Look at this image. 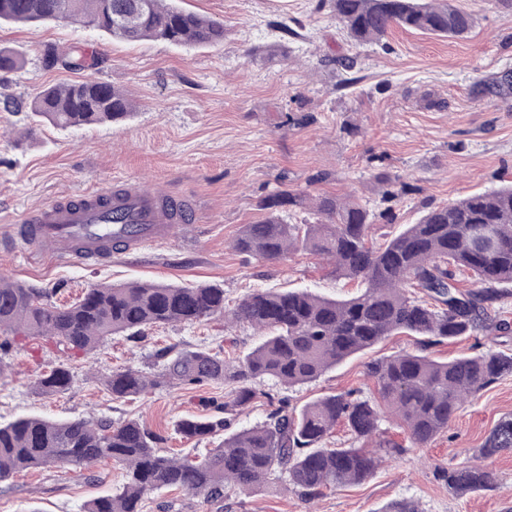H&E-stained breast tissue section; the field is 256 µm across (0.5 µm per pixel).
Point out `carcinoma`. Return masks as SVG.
<instances>
[{"label": "carcinoma", "mask_w": 512, "mask_h": 512, "mask_svg": "<svg viewBox=\"0 0 512 512\" xmlns=\"http://www.w3.org/2000/svg\"><path fill=\"white\" fill-rule=\"evenodd\" d=\"M330 8L358 44L377 43L395 26L443 38L462 37L473 27L455 0H330ZM60 20H80L127 43H224V23L167 0H0V23ZM42 62L73 71L98 65L79 49L63 54L53 46L44 50ZM0 107H25L33 121L61 129L125 121L136 109L124 92L92 78L47 86L26 103L5 95ZM372 178L385 205L379 212L351 196H312L284 183L260 201L263 217L243 225L232 241L235 251L267 261L301 249L325 256L336 278L359 285L344 298L306 289H256L230 304L217 285L130 283L92 284L61 305L45 289L1 278L0 332L52 339L71 352L89 354L114 335L139 342L154 328L214 318L227 326L247 325L256 339L232 359L205 345L161 346L153 352L159 371L127 365L102 378L114 400L141 398L168 385L224 384V401L213 400L205 414L177 424L176 432L187 439L221 437L203 457L165 452L167 438L139 418L22 416L0 423V483L31 469L86 470L110 459L123 471L122 486L88 501L83 512H142L145 497L164 487L218 500L228 486L253 492L275 481L311 501L327 489L364 483L408 452L382 438L386 416L406 428L413 448L447 433L468 398L512 376V353L484 350L478 341L473 353L448 360L430 352L491 325L512 331L499 306L512 294V185L429 207L418 222L376 245L370 227L378 216L392 219L389 203L403 194L404 182L382 172ZM297 209L314 221L292 222ZM485 224L496 229L494 249L471 243L472 230ZM460 272L470 274L471 289L461 288ZM400 334L415 338L416 349L367 363L375 397L350 389L298 408L289 396L260 388L265 380L286 389L313 382ZM71 381L70 369L59 364L38 375L32 388L58 394ZM260 400L269 406L266 420L233 428L235 415ZM339 424L350 433L347 446L333 438ZM505 450L512 451V417L495 424L480 456ZM437 473L457 495L494 487L492 474L479 464L439 467Z\"/></svg>", "instance_id": "obj_1"}]
</instances>
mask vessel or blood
Returning <instances> with one entry per match:
<instances>
[{"label":"vessel or blood","mask_w":512,"mask_h":512,"mask_svg":"<svg viewBox=\"0 0 512 512\" xmlns=\"http://www.w3.org/2000/svg\"><path fill=\"white\" fill-rule=\"evenodd\" d=\"M159 191L141 183L104 188L78 198H61L32 210L12 225L0 246L12 248L22 241L32 251L66 259H109L111 253L97 236L105 226L110 210L125 217L115 225L126 252L138 253L146 247L176 237L181 224L190 222L194 209L174 201L161 205Z\"/></svg>","instance_id":"vessel-or-blood-1"}]
</instances>
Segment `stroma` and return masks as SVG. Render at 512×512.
Returning a JSON list of instances; mask_svg holds the SVG:
<instances>
[{"label": "stroma", "instance_id": "1", "mask_svg": "<svg viewBox=\"0 0 512 512\" xmlns=\"http://www.w3.org/2000/svg\"><path fill=\"white\" fill-rule=\"evenodd\" d=\"M317 2L178 0L223 22V44L206 48L129 44L67 21L1 25L0 47L16 52L23 65L0 72V94L29 99L44 86L80 80L81 72L41 63L45 46L79 47L102 57L93 78L124 90L136 113L120 123L63 130L0 110V221L119 179L189 198L197 218L180 225L173 241L139 256L116 250L100 262L31 258L20 250L0 253V274L53 291L60 303L91 284L131 281L217 284L231 302L267 288H308L339 298L357 286L333 277L319 256L299 251L270 262L232 249L242 226L261 219L260 200L280 184L314 195L351 192L375 208L371 170L399 176L407 192L394 203L393 220H379L371 229L381 242L414 223L423 206L512 182V90L495 89L503 73H512V6L459 0L474 20L463 38L395 28L380 43L358 45ZM280 23L299 34L288 42L289 61L250 57V50L278 39ZM339 58L356 59L353 72L337 67ZM351 75L359 79L353 88L345 85ZM254 341L251 329L209 320L156 328L137 343L113 336L89 356L46 340L19 342L0 377V422L29 414L115 422L135 417L166 436V451L184 454L191 443L175 433L176 422L202 413L207 400L223 399V385H176L133 402L115 401L88 376V367L105 374L131 364L150 372L158 346L203 344L234 357ZM413 347L412 337H389L290 396L299 406L348 389L372 396L367 362ZM61 363L72 372L70 389L35 393L31 380ZM511 414L508 377L467 402L448 433L389 461L363 485L339 486L312 502L277 484L253 493L229 488L220 502L162 489L145 499L142 512H381L401 499L422 512H512V451L484 459L496 481L491 491L452 494L435 472L442 465L473 464L490 430ZM121 481L108 460L82 472H23L0 483V512H82L87 501L111 493Z\"/></svg>", "mask_w": 512, "mask_h": 512}]
</instances>
